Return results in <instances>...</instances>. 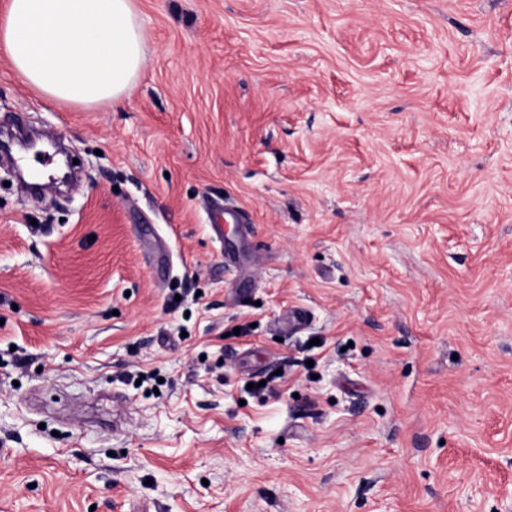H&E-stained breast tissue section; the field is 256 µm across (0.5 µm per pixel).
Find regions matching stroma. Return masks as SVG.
<instances>
[{
	"instance_id": "obj_1",
	"label": "stroma",
	"mask_w": 512,
	"mask_h": 512,
	"mask_svg": "<svg viewBox=\"0 0 512 512\" xmlns=\"http://www.w3.org/2000/svg\"><path fill=\"white\" fill-rule=\"evenodd\" d=\"M137 7L116 108L0 52V512H512V0Z\"/></svg>"
}]
</instances>
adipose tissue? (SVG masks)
<instances>
[{
    "mask_svg": "<svg viewBox=\"0 0 512 512\" xmlns=\"http://www.w3.org/2000/svg\"><path fill=\"white\" fill-rule=\"evenodd\" d=\"M0 50L45 98L117 106L139 77L147 43L136 0H9Z\"/></svg>",
    "mask_w": 512,
    "mask_h": 512,
    "instance_id": "ef3b65f1",
    "label": "adipose tissue"
}]
</instances>
